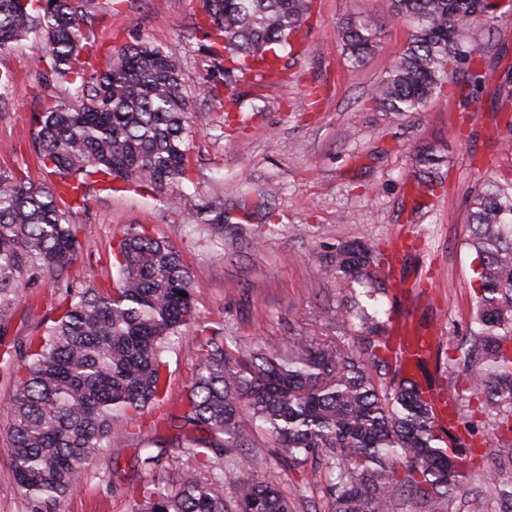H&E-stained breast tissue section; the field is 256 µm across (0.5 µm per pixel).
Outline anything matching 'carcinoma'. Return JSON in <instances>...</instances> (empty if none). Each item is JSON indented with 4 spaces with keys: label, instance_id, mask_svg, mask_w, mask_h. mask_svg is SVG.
I'll use <instances>...</instances> for the list:
<instances>
[{
    "label": "carcinoma",
    "instance_id": "obj_1",
    "mask_svg": "<svg viewBox=\"0 0 512 512\" xmlns=\"http://www.w3.org/2000/svg\"><path fill=\"white\" fill-rule=\"evenodd\" d=\"M104 6L114 0H0V53L40 40L34 64L70 94L32 116L55 183L35 186L0 171V338L24 290L46 273L62 274L85 249L73 215L85 208L95 176L133 190L147 185L197 225L242 221L181 191L194 173L181 57L138 41L111 53L100 70L83 57ZM391 7L413 34L370 99L394 115L416 112L462 64L459 108L480 103L488 75L466 32L493 19L490 0H391ZM202 8L200 29L231 84L248 71L277 75L279 51L294 47L312 0H202ZM340 33L356 64L377 48L367 19L343 22ZM495 99L497 111L512 112L511 74ZM415 157L418 190L435 193L443 187L435 154L422 149ZM470 206L466 245L478 260L477 287L468 336L448 357L466 377L441 389L403 375L380 300L392 262L356 237L336 246L323 271L344 292L325 320L358 344L301 334L281 354L252 338L229 345L222 328L200 323V361L180 401L168 403L165 354L181 327L197 321L192 280L170 241L129 226L117 243L112 287L69 285L62 313L42 335L20 352L0 353L16 365L7 453L19 492L50 503L82 481L101 450L162 426L168 441L135 459L158 478L132 496V512H298L266 478L240 482L231 503L220 492L224 459L258 429L295 465L311 458L337 472L326 486L327 512H394L404 496L424 512H448L452 495L466 493L479 443L468 415L446 429L437 424L438 402H476L474 412L494 420L500 447H512V177L482 183ZM168 446L186 449L206 474L180 467Z\"/></svg>",
    "mask_w": 512,
    "mask_h": 512
}]
</instances>
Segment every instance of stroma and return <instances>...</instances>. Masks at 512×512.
I'll return each mask as SVG.
<instances>
[{
	"label": "stroma",
	"instance_id": "obj_1",
	"mask_svg": "<svg viewBox=\"0 0 512 512\" xmlns=\"http://www.w3.org/2000/svg\"><path fill=\"white\" fill-rule=\"evenodd\" d=\"M495 3L492 24L471 28L468 39L499 79L512 66V0ZM314 13L306 51L280 61L283 80L268 84L249 77L216 92L211 86L218 75L197 28L198 0H121L112 13L97 15L95 65L136 40L181 56L192 96L190 147L197 172L191 192L197 203L240 213V189L248 185L269 191L277 225L260 235L242 233L235 224L211 230L167 209L153 190L111 192L95 183L85 212L76 217L86 247L64 278L111 287L117 241L126 226L140 224L175 246L191 276L201 321L223 325L226 340L256 337L282 350L297 333H337L323 310L337 306L341 294L322 274V257L356 236L382 246L391 241L398 255L392 272L396 309L414 335L429 341L426 364L435 370L437 356L470 323V199L483 180L512 171V151L500 146L512 134L508 117L496 112L489 90L477 111L455 112L460 88L452 79L422 112H382L368 95L405 50L412 34L407 21L393 18L388 0H314ZM349 16L371 19L379 31L375 53L360 65L349 60L338 35ZM41 51L31 39L0 54V72L14 71L21 80L0 101V168L37 185L51 177L39 160L31 115L47 95L67 96L49 74L33 68ZM232 92L255 106L247 131L221 119ZM420 146L442 158L444 186L432 196L413 187L414 150ZM61 279L44 276L34 292L23 293L9 333L15 344L56 318ZM194 336V328L183 329L167 355L173 392H180L199 361ZM14 384L12 366L0 360V512H34L17 489L5 450ZM150 437L146 430L106 449L77 487L48 504V512H130L127 481L147 480L132 465ZM481 438L480 466L500 479L494 486L473 477L466 483L487 498L490 512H500L503 492L512 489V448L499 447L488 427ZM249 440L246 465L224 483L225 500L234 499L239 479L257 470L301 501L303 512H324L325 491L306 483V468L291 467L271 452L261 431L251 432Z\"/></svg>",
	"mask_w": 512,
	"mask_h": 512
}]
</instances>
